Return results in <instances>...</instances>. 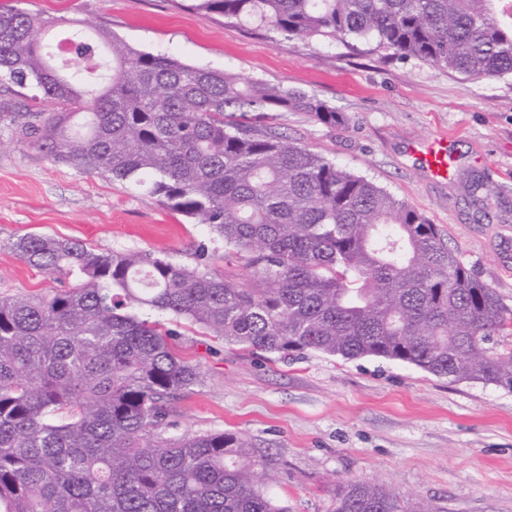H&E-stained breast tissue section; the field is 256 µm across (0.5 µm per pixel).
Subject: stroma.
Wrapping results in <instances>:
<instances>
[{"instance_id":"obj_1","label":"stroma","mask_w":512,"mask_h":512,"mask_svg":"<svg viewBox=\"0 0 512 512\" xmlns=\"http://www.w3.org/2000/svg\"><path fill=\"white\" fill-rule=\"evenodd\" d=\"M24 6L336 108L343 124L282 112L277 125L422 213L512 309V78L474 79L413 58L357 54L338 41L288 39L178 9L173 0H25ZM440 135L451 152L444 179L431 177L413 151ZM472 178L484 185L486 210L463 190ZM31 232L188 265L204 243L224 276L247 278L204 225L137 189L53 163L2 130L0 296L57 286L54 275L9 248ZM180 331V352L198 364L202 382L174 402L168 434L241 435L274 476L265 493L286 512H331L338 479L374 481L443 512H512V391L382 358L306 351L270 360L187 324Z\"/></svg>"}]
</instances>
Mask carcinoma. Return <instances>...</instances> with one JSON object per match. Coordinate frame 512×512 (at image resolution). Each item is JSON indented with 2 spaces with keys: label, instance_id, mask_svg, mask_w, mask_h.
I'll return each instance as SVG.
<instances>
[{
  "label": "carcinoma",
  "instance_id": "obj_1",
  "mask_svg": "<svg viewBox=\"0 0 512 512\" xmlns=\"http://www.w3.org/2000/svg\"><path fill=\"white\" fill-rule=\"evenodd\" d=\"M288 39L322 37L475 79L512 75L504 0H180ZM65 23L0 4V129L57 163L145 191L224 241L239 283L204 247L192 266L96 251L48 234L9 248L74 278L0 296V512H286L233 433L166 435L169 405L201 384L174 346L186 321L280 359L383 358L512 390V310L417 210L280 132L279 112L335 126L314 95L138 50L68 38L64 70L40 36ZM168 315L169 324L144 312ZM333 512H441L371 481L335 484Z\"/></svg>",
  "mask_w": 512,
  "mask_h": 512
}]
</instances>
